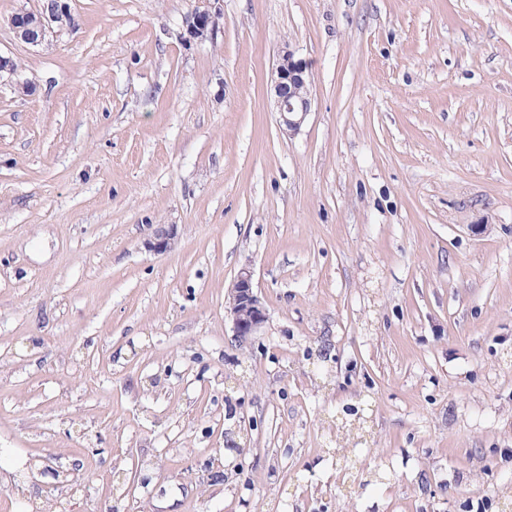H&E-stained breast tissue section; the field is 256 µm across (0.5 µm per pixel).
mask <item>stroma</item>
<instances>
[{
  "label": "stroma",
  "instance_id": "35a3bbf8",
  "mask_svg": "<svg viewBox=\"0 0 512 512\" xmlns=\"http://www.w3.org/2000/svg\"><path fill=\"white\" fill-rule=\"evenodd\" d=\"M197 3L0 0V512H512V0ZM17 39L40 46L52 35L75 28V17L67 0H47L38 10L20 8L7 20ZM222 0H200L198 6L185 18L189 38L213 41L220 31V19L223 15ZM274 110L279 127L288 137L296 135L311 110L310 82L307 67L290 51L277 61L273 74ZM178 241L177 225L159 224L145 239L144 247L153 253H167L173 250ZM227 312L233 325V335L245 342L265 323L266 309L254 291L253 274L248 268L236 275L228 292Z\"/></svg>",
  "mask_w": 512,
  "mask_h": 512
}]
</instances>
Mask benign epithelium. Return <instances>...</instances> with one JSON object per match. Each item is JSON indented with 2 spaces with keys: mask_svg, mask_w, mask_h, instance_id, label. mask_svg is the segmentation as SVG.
<instances>
[{
  "mask_svg": "<svg viewBox=\"0 0 512 512\" xmlns=\"http://www.w3.org/2000/svg\"><path fill=\"white\" fill-rule=\"evenodd\" d=\"M222 0H198V6L185 17L189 38L200 42L214 40L220 31ZM8 25L17 39L31 46H40L49 36L60 35L75 28V17L68 0H45L39 9L20 8L8 18ZM274 110L283 134L296 135L311 110L310 82L305 63L290 51L277 61L273 74ZM178 241L175 224H159L145 239L144 247L153 253H167ZM228 313L233 336L247 341L265 323L266 309L254 291L253 274L248 268L236 275L228 292Z\"/></svg>",
  "mask_w": 512,
  "mask_h": 512,
  "instance_id": "1",
  "label": "benign epithelium"
}]
</instances>
